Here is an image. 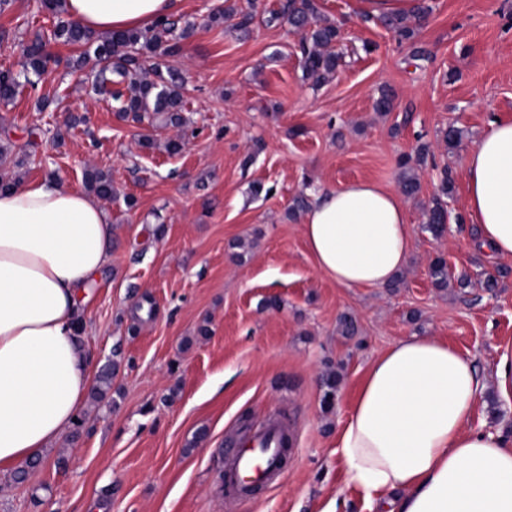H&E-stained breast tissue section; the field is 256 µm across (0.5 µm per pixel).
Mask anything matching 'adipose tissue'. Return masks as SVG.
I'll use <instances>...</instances> for the list:
<instances>
[{
    "instance_id": "1",
    "label": "adipose tissue",
    "mask_w": 512,
    "mask_h": 512,
    "mask_svg": "<svg viewBox=\"0 0 512 512\" xmlns=\"http://www.w3.org/2000/svg\"><path fill=\"white\" fill-rule=\"evenodd\" d=\"M179 0H63L100 35L142 29ZM481 244L512 257V119L489 122L465 161ZM317 267L343 288H380L406 266L411 233L396 192L356 180L316 195L303 216ZM114 229L98 200L56 179L0 190V475L44 456L78 416L91 359L78 321L109 263ZM485 391L473 360L407 336L372 361L337 440L367 512H512V435L471 433Z\"/></svg>"
}]
</instances>
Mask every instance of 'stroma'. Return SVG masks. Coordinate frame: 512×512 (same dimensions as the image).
<instances>
[{
  "instance_id": "1",
  "label": "stroma",
  "mask_w": 512,
  "mask_h": 512,
  "mask_svg": "<svg viewBox=\"0 0 512 512\" xmlns=\"http://www.w3.org/2000/svg\"><path fill=\"white\" fill-rule=\"evenodd\" d=\"M223 4L180 0V15L197 24L170 60L185 77L183 131L118 118L115 103L67 66L78 47L54 41L55 63L38 87L21 81L0 103L10 157L1 178L54 174L80 190L84 169L96 167L117 193L103 203L116 232L112 264L81 331L92 372L115 366L112 385L85 402L81 426L24 482L0 477V512H364L337 460L340 422L371 362L411 335L473 358L486 390L469 429L512 433V398L495 384L502 357H512V258L479 246L464 179L465 156L489 121L512 117V0H430L405 44L365 19L359 0H318L342 34V62L318 86L303 76L298 35L267 21L279 0H256L246 36L206 25ZM54 23L34 0H11L0 11V71L21 80L23 46ZM384 88L394 102L381 114L374 102ZM41 97L50 100L43 110ZM71 113L86 123L65 128ZM451 125L461 132L452 150L442 140ZM148 132L157 148L141 146ZM178 133L186 145L172 156L163 144ZM422 144L421 191L406 201V268L381 288L336 286L318 271L301 216L289 214L295 199L362 179L399 191V160ZM446 174L453 191L437 237L425 209ZM438 257L444 288L431 275ZM275 413L293 432L280 480L226 501L217 488L224 448L241 424Z\"/></svg>"
}]
</instances>
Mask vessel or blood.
Returning a JSON list of instances; mask_svg holds the SVG:
<instances>
[{
  "instance_id": "1",
  "label": "vessel or blood",
  "mask_w": 512,
  "mask_h": 512,
  "mask_svg": "<svg viewBox=\"0 0 512 512\" xmlns=\"http://www.w3.org/2000/svg\"><path fill=\"white\" fill-rule=\"evenodd\" d=\"M284 425L270 421L259 427L243 447L233 449L224 471V496L238 499L248 496L250 484L272 485L281 473L280 435Z\"/></svg>"
}]
</instances>
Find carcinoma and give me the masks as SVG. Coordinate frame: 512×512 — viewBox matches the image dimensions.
<instances>
[{
  "label": "carcinoma",
  "mask_w": 512,
  "mask_h": 512,
  "mask_svg": "<svg viewBox=\"0 0 512 512\" xmlns=\"http://www.w3.org/2000/svg\"><path fill=\"white\" fill-rule=\"evenodd\" d=\"M41 5L57 17L50 39L70 45H79L83 51L73 61L78 70H89L92 87L97 95L110 94L120 102L118 112L137 122L152 124L159 120L165 126L180 128L186 125L184 80L178 70L169 65V59L180 54L181 41L189 38L195 28L190 21L183 23L169 17L157 19L147 30H127L101 36L89 32L65 16L62 0H42ZM430 6L425 0L410 15H392L381 18L395 32L401 42L411 41L416 25L425 18ZM288 19L293 30L301 34V67L305 78L318 85L333 76L340 56L334 51L340 30L331 24L321 23L317 0H286L279 12L270 14L268 22ZM235 20L234 27L242 32L250 30L255 13L233 5L218 8L209 16V22L220 25ZM24 77L41 78L47 71L51 56L46 42L36 36L23 49ZM19 82L9 72H0V101H8L16 93ZM402 169L401 190L408 197L421 191L414 159L404 157L399 161ZM86 188L104 199L112 197V179L100 169L90 167L83 172ZM453 191L452 178L445 175L441 185L426 209V224L431 233L441 234L448 223V209L444 198ZM112 382V373L102 370L91 387L94 400L103 399Z\"/></svg>",
  "instance_id": "obj_1"
}]
</instances>
